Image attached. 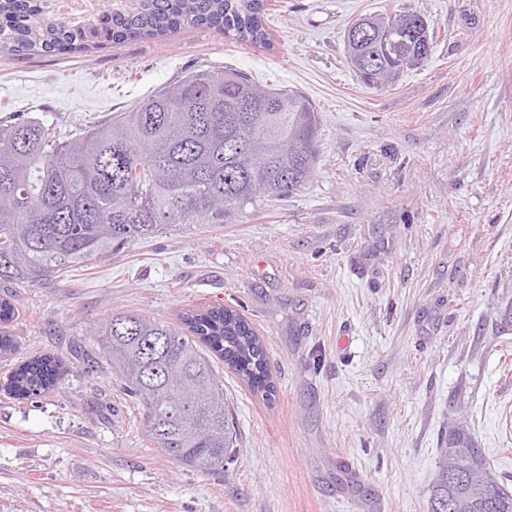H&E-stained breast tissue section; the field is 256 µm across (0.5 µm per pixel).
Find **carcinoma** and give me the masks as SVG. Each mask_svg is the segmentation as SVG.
I'll return each mask as SVG.
<instances>
[{"label":"carcinoma","instance_id":"obj_1","mask_svg":"<svg viewBox=\"0 0 512 512\" xmlns=\"http://www.w3.org/2000/svg\"><path fill=\"white\" fill-rule=\"evenodd\" d=\"M51 0H0V51L62 54L103 37L164 39L191 23L268 44L264 0H142L112 4L86 23L49 16ZM345 58L363 84L392 87L424 63L433 36L416 12L358 17ZM318 113L301 93L263 88L241 71L180 72L139 105L65 140L41 120L0 121V279L38 283L173 224H222L248 207L293 195L317 159ZM15 308L0 300V354L15 350ZM186 333L130 312L96 331L98 358L135 400L151 441L179 464L225 471L238 445L224 381L210 356L253 391L276 390L263 342L234 308L182 316ZM62 363L36 357L10 375L17 399L53 387ZM428 512H512V491L492 472L462 422L448 426Z\"/></svg>","mask_w":512,"mask_h":512}]
</instances>
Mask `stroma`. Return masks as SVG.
<instances>
[{
	"label": "stroma",
	"instance_id": "1",
	"mask_svg": "<svg viewBox=\"0 0 512 512\" xmlns=\"http://www.w3.org/2000/svg\"><path fill=\"white\" fill-rule=\"evenodd\" d=\"M269 46L187 25L69 54L0 53V118L65 137L186 69L248 72L320 118L308 183L224 224H180L73 271L0 280V512H428L441 436L464 422L512 488V0H267ZM427 17L431 55L385 91L348 67L365 13ZM229 305L263 339L276 394L219 368L239 432L221 474L178 464L92 328L129 311L179 326ZM66 371L34 400L3 385L30 358ZM15 317V308L13 304L5 298L0 301V354H12L15 350V340L7 327L13 322ZM3 326V327H2Z\"/></svg>",
	"mask_w": 512,
	"mask_h": 512
}]
</instances>
